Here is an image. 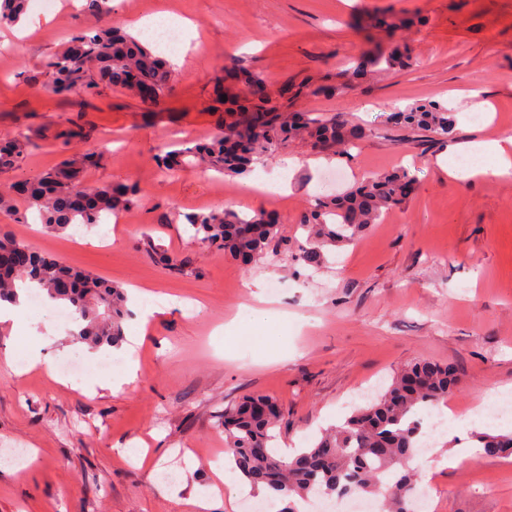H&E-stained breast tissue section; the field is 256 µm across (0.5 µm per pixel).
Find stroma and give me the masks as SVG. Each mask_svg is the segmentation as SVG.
<instances>
[{"label": "stroma", "mask_w": 512, "mask_h": 512, "mask_svg": "<svg viewBox=\"0 0 512 512\" xmlns=\"http://www.w3.org/2000/svg\"><path fill=\"white\" fill-rule=\"evenodd\" d=\"M400 17L387 34L379 17ZM190 21L183 59L153 107L122 87L61 97L45 90V65L81 29L86 17L73 0L50 13L29 4L34 35L17 39L0 26V137L18 132L33 146L24 162L0 173V185L31 180L66 155L98 151L86 183H135L139 205L98 227L46 231L19 204L0 214L8 233L33 250L103 280L147 290L163 312L141 323L132 313L124 340L109 348L129 360L137 378L115 394L90 395L102 380L70 326L24 311L18 325L0 324V448L36 453L19 470L0 468V512H193L189 491H205L223 454L216 417L244 394L274 398L285 417L278 446H308L321 429L342 422L365 390L387 386L413 360L459 369L452 398L464 408L489 391L512 386V179L455 180L438 160L449 147L512 134V0H114L112 21L128 33L153 18ZM407 47L412 63L381 69L363 63L369 49ZM243 68L261 78L282 112L340 117L363 129L349 155L292 139L249 175L199 171L170 180L158 174V146L210 139L236 90L224 75ZM307 85L310 95L288 91ZM481 86L492 112L472 119L464 92ZM450 103V137L385 125L386 113L412 104ZM82 115L87 140L61 144L55 131ZM406 169L414 192L353 244L313 269L295 259L305 243L301 224L315 200L335 194L326 173H345L344 188ZM285 184L262 193L248 179ZM279 221L281 247L247 268L191 238L185 214L212 209ZM188 259L184 273L158 263L143 246ZM283 281L256 299L251 284ZM196 303L189 315L184 304ZM264 310L247 341L230 345L224 326L243 307ZM40 346L47 362L16 373L9 362ZM83 357L80 381L61 380L57 364ZM474 428L437 442L432 457L410 466L431 485L428 512H512V457L478 456L473 476L444 466L472 446ZM147 446L144 459L124 446Z\"/></svg>", "instance_id": "1"}]
</instances>
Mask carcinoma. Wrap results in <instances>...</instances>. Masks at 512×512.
Wrapping results in <instances>:
<instances>
[{
  "mask_svg": "<svg viewBox=\"0 0 512 512\" xmlns=\"http://www.w3.org/2000/svg\"><path fill=\"white\" fill-rule=\"evenodd\" d=\"M27 9V0H0V23H16ZM374 66L400 68L410 61L408 51L394 49L368 55ZM136 72L148 88L149 104H156L169 88L171 73L152 50L107 22L71 36L61 51L46 65L43 87L59 96L73 91L86 93L104 81L127 85L128 72ZM236 83L254 88V97L244 114L224 122V128L208 142L179 144L157 157L158 168L166 176L204 168L219 173H243L257 160L271 156L288 139L306 134L315 144L346 153L358 131L341 119L324 120L312 114L301 121L288 112L269 105L259 78L246 72L236 74ZM386 122L447 136L452 129L448 108L439 103L412 105L386 116ZM87 136L76 120L60 130L56 138L68 142ZM29 137L16 133L0 140V169L20 165L28 154ZM96 153L72 154L19 192L14 185L0 188V213L13 214L16 203L36 209L44 227L55 233L82 224L102 223L110 214L130 208L141 195L137 187L89 185L80 172ZM415 182L407 170L390 172L365 181L356 189L337 197L316 200L303 227L306 246L297 261L317 267L326 252L353 243L369 225L400 207ZM81 194L82 208H71L68 199ZM201 247L229 253L243 265L266 256L279 243L278 225L261 213L241 217L230 210L209 211L185 216ZM30 266L12 270L0 268V300L16 298L17 285L31 282L38 292L68 307L79 323L77 338L91 349L112 347L121 336L126 314V295L117 285L90 274H76L56 259L30 252ZM62 279L79 281L69 292L56 288ZM460 384L458 372L432 361L407 364L390 385L364 395L366 404L356 408L346 421L322 434L309 448L286 457L272 446L275 429L283 418L276 401L265 395H247L224 407L220 425L232 470L251 490H266L260 502L278 512H301V503L315 496L336 498L353 494L372 495L381 502L382 512H414L412 496L418 486L409 462L423 448L422 411L429 405L448 403ZM487 455L512 456V432L487 430L474 435Z\"/></svg>",
  "mask_w": 512,
  "mask_h": 512,
  "instance_id": "cac0c4a2",
  "label": "carcinoma"
}]
</instances>
